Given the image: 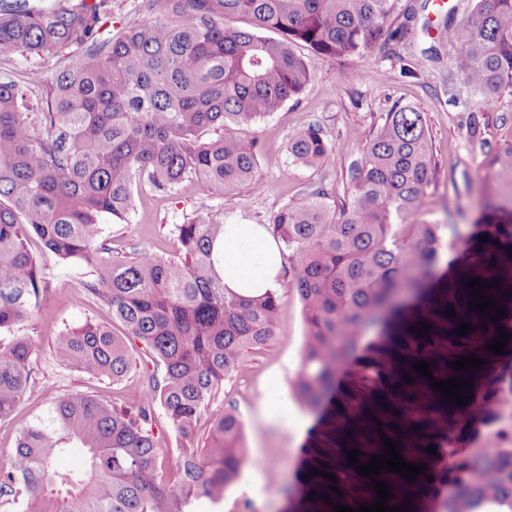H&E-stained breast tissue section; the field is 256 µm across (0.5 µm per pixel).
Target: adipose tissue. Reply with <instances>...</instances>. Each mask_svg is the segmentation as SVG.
<instances>
[{"mask_svg":"<svg viewBox=\"0 0 512 512\" xmlns=\"http://www.w3.org/2000/svg\"><path fill=\"white\" fill-rule=\"evenodd\" d=\"M213 259L227 292L255 297L278 292L281 255L275 240L260 224H228Z\"/></svg>","mask_w":512,"mask_h":512,"instance_id":"ef3b65f1","label":"adipose tissue"}]
</instances>
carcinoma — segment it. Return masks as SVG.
<instances>
[{"instance_id": "obj_1", "label": "carcinoma", "mask_w": 512, "mask_h": 512, "mask_svg": "<svg viewBox=\"0 0 512 512\" xmlns=\"http://www.w3.org/2000/svg\"><path fill=\"white\" fill-rule=\"evenodd\" d=\"M396 0H143L152 17L103 36L111 0H0V51L48 56L59 66L0 73V420L13 415L34 382L35 342L17 334L49 289L30 249L90 269L83 300L106 306L108 324L86 322L57 337L54 362L119 385L140 341L152 358L137 398L112 402L44 387L45 412L25 425L0 469V502L22 512H191L215 502L240 472L237 416L212 408L224 379L247 352L266 344L279 316L273 293L240 297L224 292L213 250L224 238V209L170 229L179 254L149 250L112 253L100 218H125L134 187L167 193L190 178L216 194L251 180L256 145L213 139L216 127L252 122L298 98L312 81L304 46L318 56L350 60L378 42L400 46L414 14L393 16ZM244 18L249 27H229ZM453 67L482 98V111L512 95V0H475L460 23L445 21ZM38 86L45 99L28 91ZM288 154L304 166L328 161L333 149L320 129L302 126L288 137ZM484 180L509 177V190L486 199L485 224L471 240L474 260L450 283L429 287L439 260L440 224H406L435 178L422 112L395 105L348 170L349 195L324 188L284 206L269 235L294 274L307 326L302 369L292 384L307 408L322 405L336 370L354 356L365 332L392 315L391 335L412 336L413 362L435 368L425 337L460 339L475 313L467 282H494L484 291L506 316L493 322L489 342L508 333L512 348V128L486 153ZM487 237L481 241L480 237ZM420 301L393 305L398 289ZM453 314H447V311ZM381 372L362 358L359 384ZM183 438L204 412L213 444L200 457L179 449L174 485L159 479L153 430L157 410ZM79 448L66 471L57 461ZM487 481L458 482L443 512H512V449L480 452L467 463Z\"/></svg>"}]
</instances>
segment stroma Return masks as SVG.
Here are the masks:
<instances>
[{"mask_svg":"<svg viewBox=\"0 0 512 512\" xmlns=\"http://www.w3.org/2000/svg\"><path fill=\"white\" fill-rule=\"evenodd\" d=\"M413 8L427 32H416L410 46L400 56L389 54L378 45L363 57L340 61L309 55L313 80L300 99L288 101L283 111L249 124H235L224 130H210V137L221 135L258 143L256 165L251 181L217 195L204 182L188 180L173 192L159 194L143 188L127 219H102L105 237L111 238L115 255L141 249L171 254L177 249L170 235L172 225L203 218L224 209L228 222L268 224L284 206L300 203L305 189L326 185L345 194L348 169L359 160L366 138L381 123L394 103L416 107L423 114L437 162L436 179L424 206L412 216L415 224L444 225L437 275L447 274L455 261L453 244H468L480 228V215L486 196L494 194L495 183L485 182L481 167L485 152L497 147L504 128L512 126V95L502 96L489 114V127L483 141L468 133L472 112L480 98L454 69L456 53L443 30L446 17L461 21L471 10L470 0H449L443 6L426 5L422 0H397V11ZM412 70V77L401 76V67ZM319 127L335 151L332 163L309 168L288 157V135L298 126ZM87 269L77 262L51 265V288L40 302L38 314L20 326V333L32 336L38 349L36 384L26 393L15 414L0 420V467L9 463L19 429L45 407L43 386L54 385L65 393L97 394L114 397L134 395L138 374H130L120 385L108 379L65 369L54 363L52 351L60 332L86 320L110 322L108 312L97 305L77 306ZM279 292L281 307L274 337L265 346L247 353L242 365L224 381L215 405L234 412L242 422L239 444L244 448L246 467L224 489V496L213 506L198 504L195 512H329L324 499L317 497V483H300L298 461L308 456L311 465L335 473L338 487L345 492L371 487L372 482L356 472L348 459L351 450L369 456L383 450L382 436L394 419H410L402 434L411 443L427 446L448 444L464 437L457 413L431 408L425 389L392 387L386 382L359 394L345 389L348 373L336 379L338 391L332 400L340 413L325 424H317V411L305 409L290 400L294 418L307 422L305 441H298L293 429L261 418V400L272 385L291 387L301 369L306 327L301 303L291 273H283ZM155 432L164 458L161 474L174 482V461L179 448H205L211 442L212 425L201 417L191 438L177 437L165 418H158Z\"/></svg>","mask_w":512,"mask_h":512,"instance_id":"1","label":"stroma"}]
</instances>
